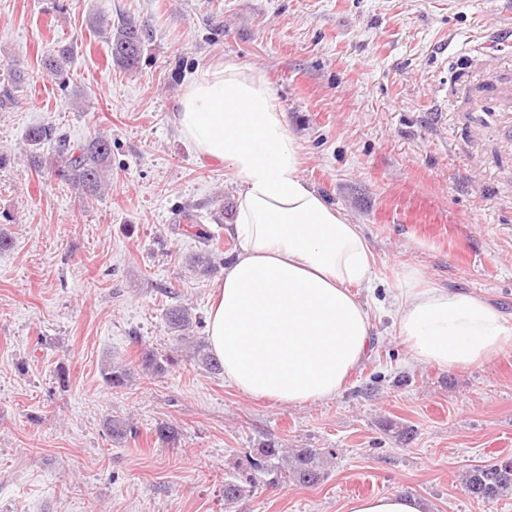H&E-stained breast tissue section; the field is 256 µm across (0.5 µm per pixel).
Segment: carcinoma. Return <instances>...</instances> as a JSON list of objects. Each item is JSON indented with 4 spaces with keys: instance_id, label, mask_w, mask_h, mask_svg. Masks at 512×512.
I'll list each match as a JSON object with an SVG mask.
<instances>
[{
    "instance_id": "obj_1",
    "label": "carcinoma",
    "mask_w": 512,
    "mask_h": 512,
    "mask_svg": "<svg viewBox=\"0 0 512 512\" xmlns=\"http://www.w3.org/2000/svg\"><path fill=\"white\" fill-rule=\"evenodd\" d=\"M145 34L136 23L128 21L117 27L109 37L110 55L115 66L126 71L138 67L143 52ZM72 54L68 46H55L43 58V65L50 73L62 75L70 64ZM55 143V150L46 155L44 146ZM25 151L29 164L35 171H51L54 177L71 184L89 200L98 199L108 191V175L112 166V141L101 133H96L76 146L66 144V139L49 125L29 128L25 133ZM223 251L205 246L191 257L195 271L206 275L216 265ZM170 333L180 341L191 342L193 358L207 371L224 372L220 359L202 341H191L189 333L194 326L192 312L182 306L173 305L164 313ZM142 370L153 375H162L174 363L170 354H160L151 349L142 350L138 357ZM130 376L125 365L107 363L102 368V377L114 389L122 388ZM251 474L242 479L224 482V505L237 502L245 494L256 488L255 474L268 476L267 484L286 485L290 482L313 486L327 475V457L316 448H283L269 443L257 449L248 460ZM464 491L472 499L492 503L501 496L512 493V461L502 460L477 465L462 476Z\"/></svg>"
}]
</instances>
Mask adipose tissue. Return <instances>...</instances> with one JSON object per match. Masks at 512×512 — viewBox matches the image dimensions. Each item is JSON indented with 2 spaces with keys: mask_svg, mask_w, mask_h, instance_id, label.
<instances>
[{
  "mask_svg": "<svg viewBox=\"0 0 512 512\" xmlns=\"http://www.w3.org/2000/svg\"><path fill=\"white\" fill-rule=\"evenodd\" d=\"M174 122L203 162L237 188L227 226L239 249L224 267L209 339L241 393L281 405L330 400L371 344L361 291L377 279L359 225L301 174L288 121L264 79L233 63L186 86ZM396 334L415 364L462 370L512 345V327L484 297L439 288L415 269L395 297ZM349 512H427L397 490L358 497Z\"/></svg>",
  "mask_w": 512,
  "mask_h": 512,
  "instance_id": "1",
  "label": "adipose tissue"
}]
</instances>
